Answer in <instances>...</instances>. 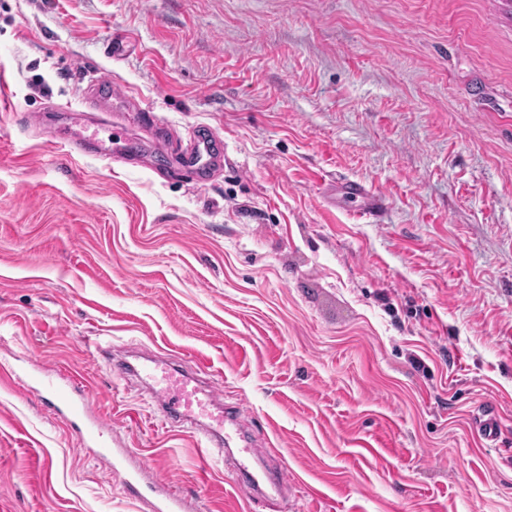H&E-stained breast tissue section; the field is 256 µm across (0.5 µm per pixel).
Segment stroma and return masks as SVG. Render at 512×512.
<instances>
[{
  "label": "stroma",
  "mask_w": 512,
  "mask_h": 512,
  "mask_svg": "<svg viewBox=\"0 0 512 512\" xmlns=\"http://www.w3.org/2000/svg\"><path fill=\"white\" fill-rule=\"evenodd\" d=\"M97 67L223 136V174L66 155ZM2 78L0 512H150L31 392L45 365L196 512H248L95 339L207 361L288 473L262 512H512V0H0ZM336 184H340L345 193L361 199V206L357 210L359 217L378 222L385 213L387 208L385 198L377 191L341 177H336Z\"/></svg>",
  "instance_id": "obj_1"
}]
</instances>
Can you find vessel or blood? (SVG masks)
Masks as SVG:
<instances>
[{
  "mask_svg": "<svg viewBox=\"0 0 512 512\" xmlns=\"http://www.w3.org/2000/svg\"><path fill=\"white\" fill-rule=\"evenodd\" d=\"M82 96L95 111L94 116L85 118V126L91 127L88 135L73 136L63 140L62 145L69 154H92L102 158L112 155V148L100 138L98 132L106 128L105 112L111 111L113 101H127L128 96L113 80L111 73L98 72L92 84L83 89ZM142 121L152 130L161 150H174L179 158L181 171L190 175L197 183L211 182L224 167V142L211 131L194 128L188 130L185 141H176L170 130L150 112H142ZM343 191L360 198V217L379 221L386 211L384 197L363 184L341 180ZM109 365L117 374L134 371L152 383L151 394L158 407L162 424L178 427L191 434L200 453L206 457H223L225 450L238 446L240 458L235 467V480L247 501L269 499L273 492L282 487L285 475L283 470L256 468L255 452L251 445H238L241 422L235 412L224 408L213 385L201 384L179 366L161 357L142 358L138 366L129 362L110 358ZM40 400L56 410L66 419L71 428L83 434L88 442L97 446L96 454L106 461L113 472L121 478L126 493L146 498L148 489L141 477L149 469L146 460H139L134 469L124 465L123 454L97 444L103 426L98 420H87L86 405L88 390L85 382L76 375L60 369L45 372L35 389ZM188 499L178 492L165 488L150 502L151 512H185Z\"/></svg>",
  "mask_w": 512,
  "mask_h": 512,
  "instance_id": "vessel-or-blood-1",
  "label": "vessel or blood"
}]
</instances>
